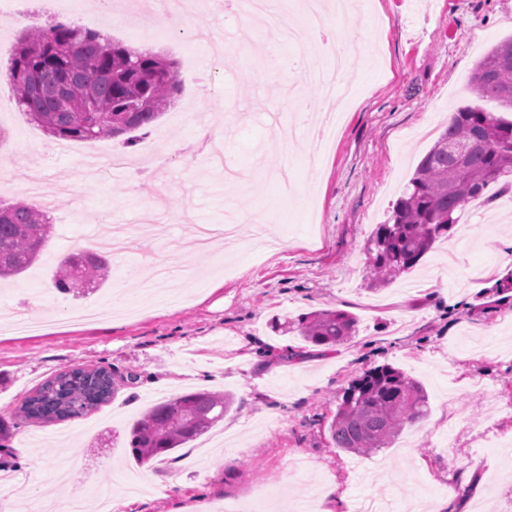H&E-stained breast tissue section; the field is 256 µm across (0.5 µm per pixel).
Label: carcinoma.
<instances>
[{"instance_id": "cac0c4a2", "label": "carcinoma", "mask_w": 512, "mask_h": 512, "mask_svg": "<svg viewBox=\"0 0 512 512\" xmlns=\"http://www.w3.org/2000/svg\"><path fill=\"white\" fill-rule=\"evenodd\" d=\"M5 78L18 109L59 140L92 141L148 129L180 92L177 63L150 51L103 39L81 26L58 23L18 42ZM478 101L512 109V36L492 46L470 79ZM491 184L512 189V120L480 105L454 112L423 155L390 215L368 239L370 288L383 287L415 267L432 245L450 236L460 212ZM52 232L50 217L26 202L0 205V278L18 277L39 260ZM106 254L66 256L52 281L57 291L87 295L106 282ZM276 331L317 346L336 347L355 335L357 319L339 309L271 319ZM112 374L75 367L24 397L18 412L34 423L78 418L110 400ZM230 392L194 391L149 407L130 427L128 445L146 465L172 455L206 433L230 411ZM420 382L390 365L370 368L344 389L328 424L332 444L367 455L390 447L407 424L428 414Z\"/></svg>"}]
</instances>
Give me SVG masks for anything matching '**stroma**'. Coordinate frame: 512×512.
Wrapping results in <instances>:
<instances>
[{"label": "stroma", "mask_w": 512, "mask_h": 512, "mask_svg": "<svg viewBox=\"0 0 512 512\" xmlns=\"http://www.w3.org/2000/svg\"><path fill=\"white\" fill-rule=\"evenodd\" d=\"M121 12L120 23L80 0L48 19L106 31L108 38L176 61L181 93L155 123L168 142L160 153L145 143L129 150L118 176L83 175L84 156L99 168L120 141L58 139L19 112L11 85L0 80V200L31 195L11 179L36 174L49 201L53 235L40 260L12 282H0V314L33 302L51 329L36 335L0 331V417L14 421L0 458V512L35 499L63 497L67 473L83 512H214L228 504L251 512V499L274 488L270 512L319 499L373 498L399 512L405 499L426 504L456 494L469 512H512V299L489 293L512 264V222L498 203L474 201L471 223L436 242L420 264L389 286L365 284L364 245L384 223L422 155L446 126L449 112L474 103L469 78L485 51L512 36V0H367L353 10L357 43L345 82L359 95L346 112L320 170L309 169L314 141L299 131L287 152L268 146L273 124L292 125L299 107L334 108L335 95L302 84L287 66H265L273 33L261 15L225 10L224 0H192L188 28L172 29L155 0ZM224 41L222 63L193 40L197 18ZM223 129V150L235 179L207 167L193 128ZM290 163L297 194L282 196L273 174ZM227 167V168H228ZM260 212L278 239L270 252L218 246L200 255L194 240L204 224ZM125 226L123 255L112 258L94 295L60 293L51 282L61 259L99 251L100 239ZM124 290L138 316L75 325L67 312L109 304ZM460 298L449 307L446 297ZM341 309L358 320V334L335 351L275 333L273 316L291 318ZM390 364L419 381L429 413L394 443L369 456L334 448L328 423L344 388L365 369ZM104 366L134 372L118 381L109 403L60 422H18L25 395L62 370ZM187 390L234 393L220 421L229 443L200 452L189 442L173 461L137 465L126 433L151 404Z\"/></svg>", "instance_id": "stroma-1"}]
</instances>
